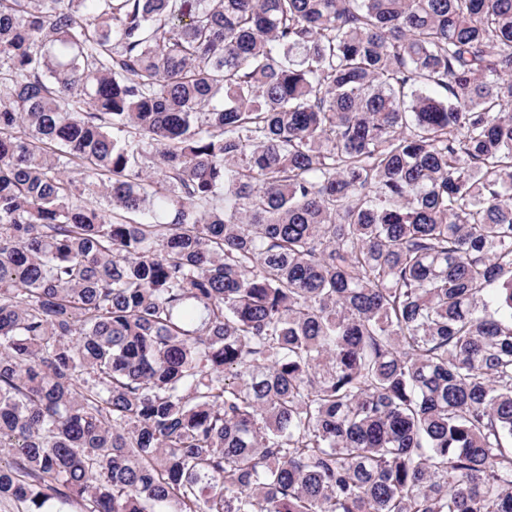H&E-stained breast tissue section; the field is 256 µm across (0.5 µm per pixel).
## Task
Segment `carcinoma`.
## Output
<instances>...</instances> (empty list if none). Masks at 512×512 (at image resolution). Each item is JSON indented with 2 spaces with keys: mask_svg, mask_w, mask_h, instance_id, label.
<instances>
[{
  "mask_svg": "<svg viewBox=\"0 0 512 512\" xmlns=\"http://www.w3.org/2000/svg\"><path fill=\"white\" fill-rule=\"evenodd\" d=\"M5 501L512 512V0H0Z\"/></svg>",
  "mask_w": 512,
  "mask_h": 512,
  "instance_id": "1",
  "label": "carcinoma"
}]
</instances>
